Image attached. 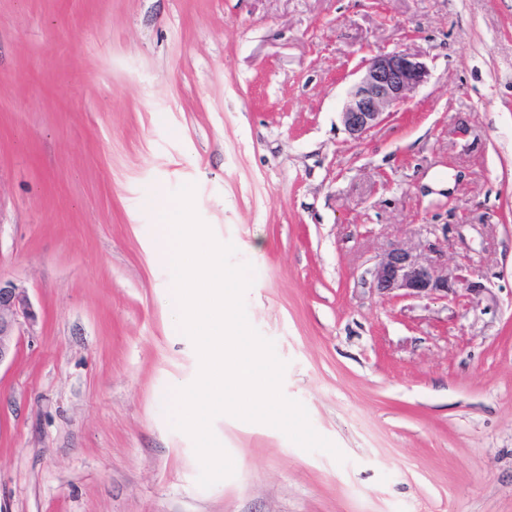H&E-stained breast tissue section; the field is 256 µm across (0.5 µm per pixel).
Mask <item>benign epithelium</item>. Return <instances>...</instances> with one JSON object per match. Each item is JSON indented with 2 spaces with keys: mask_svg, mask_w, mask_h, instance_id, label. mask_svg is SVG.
Wrapping results in <instances>:
<instances>
[{
  "mask_svg": "<svg viewBox=\"0 0 512 512\" xmlns=\"http://www.w3.org/2000/svg\"><path fill=\"white\" fill-rule=\"evenodd\" d=\"M428 68L407 51L380 53L368 59L351 86L341 120L354 141L363 140L390 110L407 103L427 79ZM371 287L382 297H428L448 292V275L412 250L396 246L371 271ZM37 319L25 289L0 282V364L15 358L22 328Z\"/></svg>",
  "mask_w": 512,
  "mask_h": 512,
  "instance_id": "obj_1",
  "label": "benign epithelium"
}]
</instances>
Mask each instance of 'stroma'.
I'll return each instance as SVG.
<instances>
[{
    "label": "stroma",
    "mask_w": 512,
    "mask_h": 512,
    "mask_svg": "<svg viewBox=\"0 0 512 512\" xmlns=\"http://www.w3.org/2000/svg\"><path fill=\"white\" fill-rule=\"evenodd\" d=\"M427 82L353 141L372 55ZM255 280L285 396L344 461L228 415L197 484L165 410L200 367L155 195ZM471 286L384 298L393 246ZM0 512H512V0H0ZM36 319L26 290L0 280V366L15 358L22 328L32 327Z\"/></svg>",
    "instance_id": "1"
}]
</instances>
